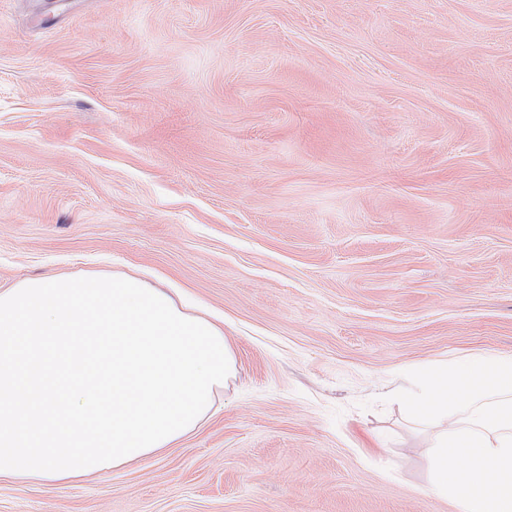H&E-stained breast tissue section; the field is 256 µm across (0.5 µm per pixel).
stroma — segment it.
<instances>
[{"label":"stroma","mask_w":512,"mask_h":512,"mask_svg":"<svg viewBox=\"0 0 512 512\" xmlns=\"http://www.w3.org/2000/svg\"><path fill=\"white\" fill-rule=\"evenodd\" d=\"M128 274L234 371L0 512H460L406 371L512 356V0H0V289Z\"/></svg>","instance_id":"1"}]
</instances>
